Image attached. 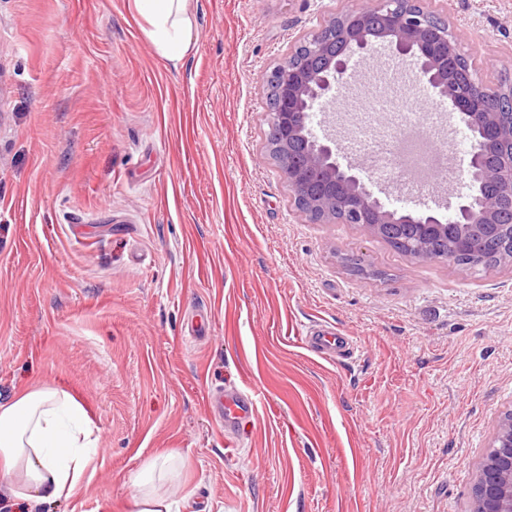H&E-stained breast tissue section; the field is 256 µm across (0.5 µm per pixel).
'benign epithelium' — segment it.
<instances>
[{
  "instance_id": "obj_1",
  "label": "benign epithelium",
  "mask_w": 512,
  "mask_h": 512,
  "mask_svg": "<svg viewBox=\"0 0 512 512\" xmlns=\"http://www.w3.org/2000/svg\"><path fill=\"white\" fill-rule=\"evenodd\" d=\"M383 41L396 56L410 58L416 80L457 112L471 138V160L462 174L453 223L431 208L399 211L375 196L339 161L342 146L319 138L312 119L319 101L352 85L354 57H374ZM448 20L424 10L421 0H376L369 8L346 3L288 52L266 78L271 115L267 154L277 164L295 208L312 224H360L384 240L403 225L414 227L415 259L434 261L428 241L448 236L450 250L470 269L491 262L512 267V86L500 105H486V89L469 69ZM470 512H512V405L495 421L479 459Z\"/></svg>"
}]
</instances>
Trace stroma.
Returning a JSON list of instances; mask_svg holds the SVG:
<instances>
[{"instance_id": "obj_1", "label": "stroma", "mask_w": 512, "mask_h": 512, "mask_svg": "<svg viewBox=\"0 0 512 512\" xmlns=\"http://www.w3.org/2000/svg\"><path fill=\"white\" fill-rule=\"evenodd\" d=\"M490 89L512 83V0H423ZM342 0H189L177 64L132 0H0V400L54 385L102 455L46 512H127L128 477L174 454L187 512H468L476 464L512 405V268L420 262L350 224H312L266 154V74ZM391 98L430 95L411 60ZM343 100L317 121L347 141ZM391 207L448 211L366 177ZM204 340L186 338L192 315ZM358 352L310 351L309 324ZM231 380L257 394L235 457L210 417Z\"/></svg>"}]
</instances>
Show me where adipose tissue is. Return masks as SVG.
Returning a JSON list of instances; mask_svg holds the SVG:
<instances>
[{
	"label": "adipose tissue",
	"mask_w": 512,
	"mask_h": 512,
	"mask_svg": "<svg viewBox=\"0 0 512 512\" xmlns=\"http://www.w3.org/2000/svg\"><path fill=\"white\" fill-rule=\"evenodd\" d=\"M133 6L160 55L180 62L195 32L186 0H133ZM99 453L85 406L66 390L39 386L0 404V488L29 512L75 499ZM167 462L157 456L131 474L128 512H174L170 495L151 486Z\"/></svg>",
	"instance_id": "ef3b65f1"
}]
</instances>
